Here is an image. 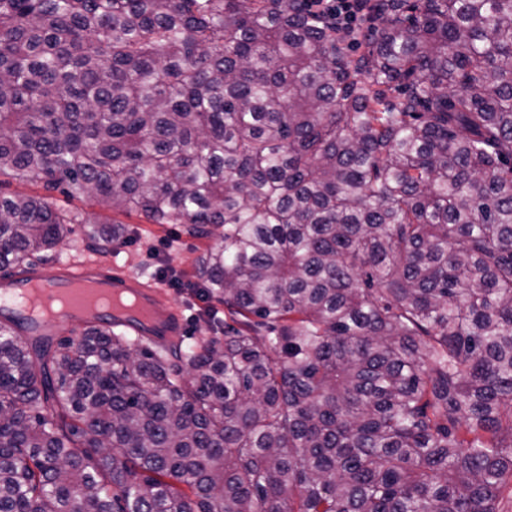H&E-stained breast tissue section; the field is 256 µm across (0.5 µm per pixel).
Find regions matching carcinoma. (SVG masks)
<instances>
[{
	"mask_svg": "<svg viewBox=\"0 0 512 512\" xmlns=\"http://www.w3.org/2000/svg\"><path fill=\"white\" fill-rule=\"evenodd\" d=\"M0 0V176L208 241L224 335L0 322V512H496L512 0ZM85 225L0 193V271ZM368 0H306L311 10L327 19L328 23L346 37L356 34L359 17L368 16Z\"/></svg>",
	"mask_w": 512,
	"mask_h": 512,
	"instance_id": "cac0c4a2",
	"label": "carcinoma"
}]
</instances>
